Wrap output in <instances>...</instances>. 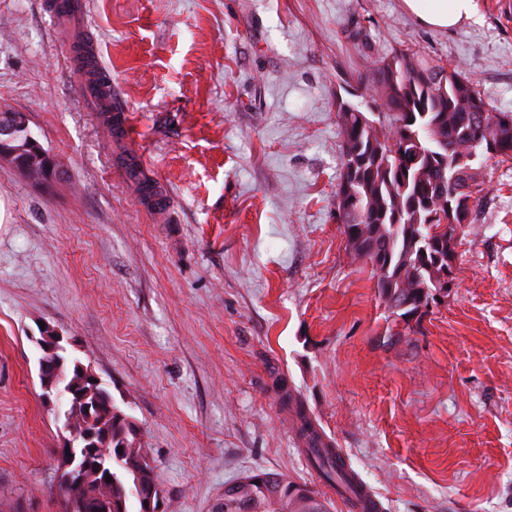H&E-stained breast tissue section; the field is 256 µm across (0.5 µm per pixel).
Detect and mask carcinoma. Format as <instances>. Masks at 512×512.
<instances>
[{"label": "carcinoma", "mask_w": 512, "mask_h": 512, "mask_svg": "<svg viewBox=\"0 0 512 512\" xmlns=\"http://www.w3.org/2000/svg\"><path fill=\"white\" fill-rule=\"evenodd\" d=\"M79 61L88 67V82L106 101V86L93 67L85 43L77 45ZM359 101L339 103L343 159L336 188L338 220L352 255L371 266L378 294L404 305L395 315L408 322L454 274V233L472 223L483 192L479 170L488 159L486 145L512 155V113L490 108L475 83L458 67L404 51L374 59ZM475 155L470 166L455 164ZM38 176H46V158L29 150L20 154ZM142 201L163 207L161 187L132 159L125 160ZM59 383L81 387L74 361L57 365ZM280 405L288 412L299 447L311 466L343 497L355 496L364 509L376 503L357 474L342 460L331 440L313 420L302 399L281 385ZM117 405L79 408L75 426L97 427L107 440L103 461L112 467V486L99 485L88 473L84 488H59L57 499L91 494L89 512H141L145 498L158 501V484L141 443L139 427ZM222 512H328L327 504L307 485L266 470L244 474L224 486Z\"/></svg>", "instance_id": "cac0c4a2"}]
</instances>
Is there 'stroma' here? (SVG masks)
<instances>
[{"instance_id": "obj_1", "label": "stroma", "mask_w": 512, "mask_h": 512, "mask_svg": "<svg viewBox=\"0 0 512 512\" xmlns=\"http://www.w3.org/2000/svg\"><path fill=\"white\" fill-rule=\"evenodd\" d=\"M51 0H0V110L67 170L0 163V512H57L62 437L41 324L68 336L142 430L165 512H221L277 472L349 512L311 468L276 378L299 391L382 512H512V157L457 231L455 286L411 332L338 221L339 100L372 60L455 64L512 112V11L430 29L402 0H85L126 108L111 137L72 79ZM165 189L155 215L116 166Z\"/></svg>"}]
</instances>
